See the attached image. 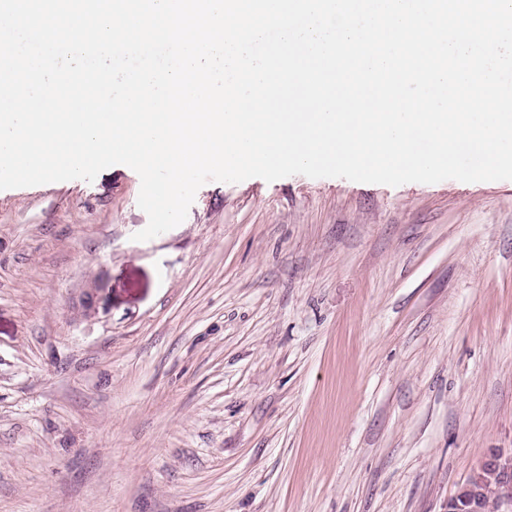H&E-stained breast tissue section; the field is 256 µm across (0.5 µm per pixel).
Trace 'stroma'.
Returning a JSON list of instances; mask_svg holds the SVG:
<instances>
[{"instance_id": "stroma-1", "label": "stroma", "mask_w": 512, "mask_h": 512, "mask_svg": "<svg viewBox=\"0 0 512 512\" xmlns=\"http://www.w3.org/2000/svg\"><path fill=\"white\" fill-rule=\"evenodd\" d=\"M139 191L0 190V512H441L512 448V180Z\"/></svg>"}]
</instances>
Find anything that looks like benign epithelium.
Masks as SVG:
<instances>
[{
  "label": "benign epithelium",
  "instance_id": "1",
  "mask_svg": "<svg viewBox=\"0 0 512 512\" xmlns=\"http://www.w3.org/2000/svg\"><path fill=\"white\" fill-rule=\"evenodd\" d=\"M444 512H512V453L485 457Z\"/></svg>",
  "mask_w": 512,
  "mask_h": 512
}]
</instances>
